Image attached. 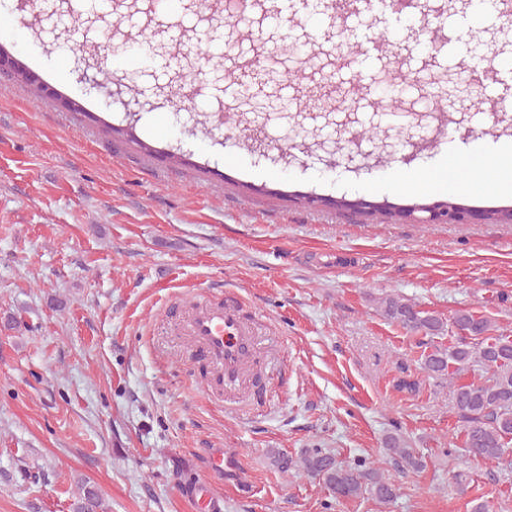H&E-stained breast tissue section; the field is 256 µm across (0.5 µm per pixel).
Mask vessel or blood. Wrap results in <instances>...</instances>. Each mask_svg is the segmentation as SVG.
Wrapping results in <instances>:
<instances>
[{
    "mask_svg": "<svg viewBox=\"0 0 512 512\" xmlns=\"http://www.w3.org/2000/svg\"><path fill=\"white\" fill-rule=\"evenodd\" d=\"M187 331L196 341L198 353L223 376L226 391H237L249 383V363L257 353V340L239 295H225L199 309L189 318ZM187 495L197 512H224V499L209 482L195 483Z\"/></svg>",
    "mask_w": 512,
    "mask_h": 512,
    "instance_id": "1",
    "label": "vessel or blood"
}]
</instances>
